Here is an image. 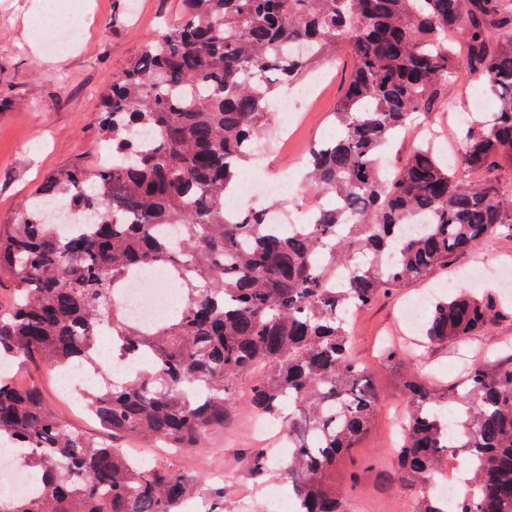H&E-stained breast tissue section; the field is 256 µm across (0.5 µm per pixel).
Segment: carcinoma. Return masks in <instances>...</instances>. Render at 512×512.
<instances>
[{
  "instance_id": "1",
  "label": "carcinoma",
  "mask_w": 512,
  "mask_h": 512,
  "mask_svg": "<svg viewBox=\"0 0 512 512\" xmlns=\"http://www.w3.org/2000/svg\"><path fill=\"white\" fill-rule=\"evenodd\" d=\"M103 95L98 126L111 159L48 173L0 230V356L55 371L92 367L87 411L114 437L192 451L224 429L236 384L252 412L280 420L293 451L282 467L298 512H348L339 461L368 431L378 393L351 348L344 316L428 280L492 235L512 239V0H182ZM343 50L352 67L336 108L340 134L307 151L301 190L326 198L296 232L262 207L226 208L267 132L274 92ZM465 80L495 118L461 130L452 165L428 144L391 169L384 151L448 83ZM90 228L71 234L47 206ZM430 222L404 236L405 224ZM164 271L183 305L146 329L116 300L128 274ZM345 282L332 288L336 269ZM494 305L468 291L435 297L423 343L482 335ZM106 327L111 359L103 361ZM408 422L392 480L414 512H512V358L477 361L453 391L401 372ZM464 411L453 416L450 404ZM23 448L41 486L0 512H181L224 488L171 454L143 463L71 426L33 382L0 375V439ZM472 464L452 505L430 484L448 453ZM273 460L261 452L251 474Z\"/></svg>"
}]
</instances>
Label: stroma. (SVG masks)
I'll list each match as a JSON object with an SVG mask.
<instances>
[{
  "mask_svg": "<svg viewBox=\"0 0 512 512\" xmlns=\"http://www.w3.org/2000/svg\"><path fill=\"white\" fill-rule=\"evenodd\" d=\"M60 4L83 36L73 50L48 52L34 40L32 29L40 7ZM180 0H0V221L9 220L51 171L75 159L94 161L100 139L97 129L98 98L127 59L138 53L158 30L162 17H177ZM340 75L331 71L316 103L301 112L287 154H273L265 163L270 174L287 170L318 137L337 134L332 118L338 101ZM469 83L450 84L437 120L443 125L440 153L454 155L460 140L458 118ZM512 267V241L485 238L476 252L457 258L448 269L433 276L428 287L441 291L448 281L496 299L498 315L482 336L467 342H450L426 352L408 353L406 364L438 385H454L472 362L495 360L512 354V295H506L491 276L466 279V270ZM411 284L381 296L353 320L354 350L366 367L380 403L368 435L344 458L336 472L341 481L356 477L351 496L361 501L362 512H412L413 502L397 485L387 481L393 459L387 454L393 417L403 407L399 372L379 358L385 334L408 343L409 332L399 320L401 304L421 292ZM21 379L37 381L47 401L73 427L92 432L95 422L74 410L60 394L55 374L44 367L18 366ZM254 414L243 399L221 434L205 448L175 456V463L192 472L219 475L224 486V512H266L271 487L283 495L291 488L278 471L253 481L247 461L263 448L253 429Z\"/></svg>",
  "mask_w": 512,
  "mask_h": 512,
  "instance_id": "obj_1",
  "label": "stroma"
}]
</instances>
